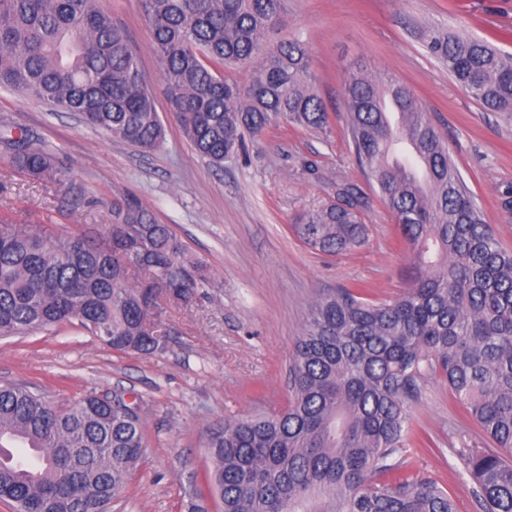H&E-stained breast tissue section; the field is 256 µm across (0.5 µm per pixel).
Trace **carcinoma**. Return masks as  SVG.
Wrapping results in <instances>:
<instances>
[{
	"label": "carcinoma",
	"mask_w": 512,
	"mask_h": 512,
	"mask_svg": "<svg viewBox=\"0 0 512 512\" xmlns=\"http://www.w3.org/2000/svg\"><path fill=\"white\" fill-rule=\"evenodd\" d=\"M286 0H145L167 84V110L201 157L221 166L244 134L280 123L324 130L327 108L308 82L299 39L268 41ZM430 52L492 112L512 114V54L458 32ZM247 66L240 84L227 70ZM0 88L64 112L143 151L164 129L137 54L98 0H0ZM349 147L377 185L408 251L407 286L374 301L359 287L316 297L296 337L288 401L227 420L210 435L208 485L222 512H458L409 449L430 384L495 444L457 434V475L476 512H512V249L485 221L448 147L414 94L359 69L344 84ZM13 171L65 175L29 131L0 132ZM364 196L350 183L292 225L329 255L365 243ZM136 284H128L130 274ZM167 224L137 198L112 200L104 235L50 240L0 215V338L77 320L119 353L151 354L163 304L204 287ZM140 408L89 394L58 406L0 384V500L17 512H104L141 459Z\"/></svg>",
	"instance_id": "1"
}]
</instances>
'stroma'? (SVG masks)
<instances>
[{
	"instance_id": "1",
	"label": "stroma",
	"mask_w": 512,
	"mask_h": 512,
	"mask_svg": "<svg viewBox=\"0 0 512 512\" xmlns=\"http://www.w3.org/2000/svg\"><path fill=\"white\" fill-rule=\"evenodd\" d=\"M99 4L137 53L164 144L146 153L73 113L0 90V127L32 131L66 173L62 186L33 183L0 158V214L41 225L50 237L103 234L112 200L132 195L203 263L210 283L190 305L166 306L152 354L113 352L74 322L0 340V383L27 384L62 405L91 392L137 401L146 448L112 512H187L193 499L221 512L206 484L208 435L224 421L286 402L289 355L312 300L355 283L389 300L405 286L398 226L349 149L342 95L349 71L392 78L414 93L486 222L512 248V208L505 204L512 198V117L486 110L427 47L433 33L460 29L512 53V0H288L279 35L308 43L311 84L327 106L330 129L270 127L247 137L244 153L220 167L197 155L166 110L143 0ZM346 182L367 200L365 245L333 256L308 250L290 230L294 216ZM415 418L433 443L419 468L446 485L458 512H474L453 453L457 432L472 423L438 383Z\"/></svg>"
}]
</instances>
